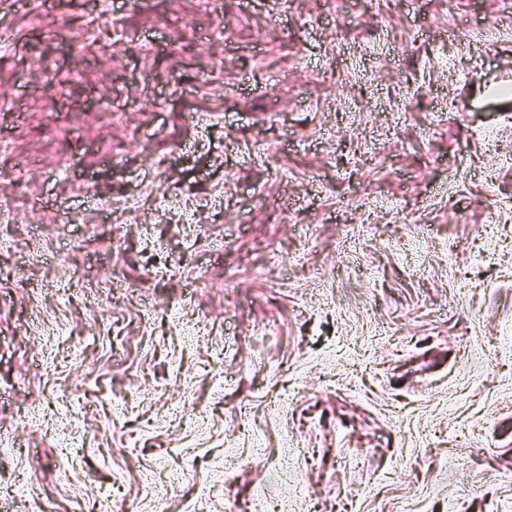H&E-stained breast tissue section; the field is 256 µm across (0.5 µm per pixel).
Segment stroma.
I'll return each mask as SVG.
<instances>
[{"label":"stroma","mask_w":512,"mask_h":512,"mask_svg":"<svg viewBox=\"0 0 512 512\" xmlns=\"http://www.w3.org/2000/svg\"><path fill=\"white\" fill-rule=\"evenodd\" d=\"M2 30L0 512L512 505V0Z\"/></svg>","instance_id":"35a3bbf8"}]
</instances>
